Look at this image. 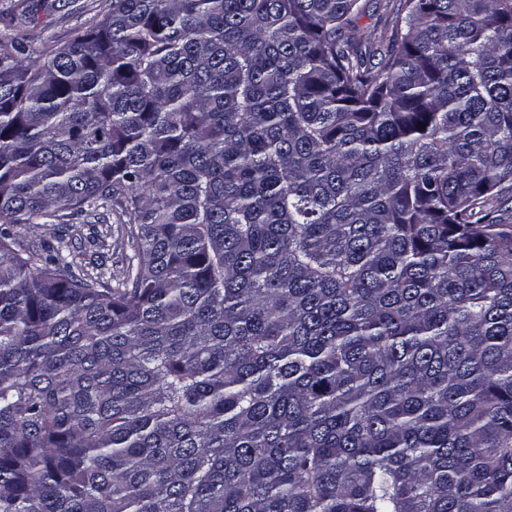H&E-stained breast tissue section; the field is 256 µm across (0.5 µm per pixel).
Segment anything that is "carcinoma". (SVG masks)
Returning <instances> with one entry per match:
<instances>
[{"label":"carcinoma","mask_w":512,"mask_h":512,"mask_svg":"<svg viewBox=\"0 0 512 512\" xmlns=\"http://www.w3.org/2000/svg\"><path fill=\"white\" fill-rule=\"evenodd\" d=\"M358 13L0 35V512H512V0ZM112 205L114 287L13 233ZM402 4L400 0H360L358 26L364 30H375L377 36L383 32L389 36L393 19Z\"/></svg>","instance_id":"1"}]
</instances>
